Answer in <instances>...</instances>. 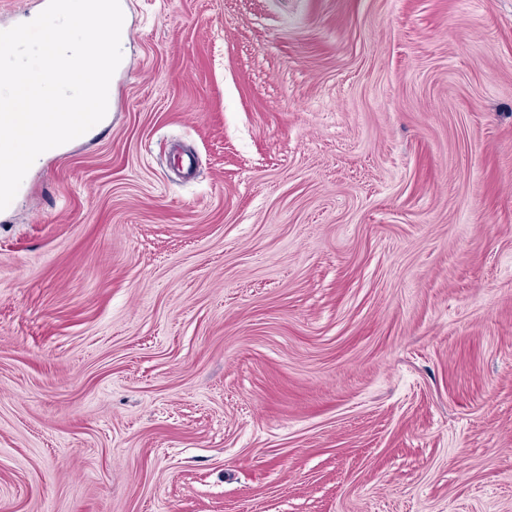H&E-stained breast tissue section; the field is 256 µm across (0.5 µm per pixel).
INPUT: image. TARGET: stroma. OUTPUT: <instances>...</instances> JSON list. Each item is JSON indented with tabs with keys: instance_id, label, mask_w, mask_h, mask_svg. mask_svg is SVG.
Here are the masks:
<instances>
[{
	"instance_id": "stroma-1",
	"label": "stroma",
	"mask_w": 512,
	"mask_h": 512,
	"mask_svg": "<svg viewBox=\"0 0 512 512\" xmlns=\"http://www.w3.org/2000/svg\"><path fill=\"white\" fill-rule=\"evenodd\" d=\"M0 211V512H512V0H127Z\"/></svg>"
}]
</instances>
